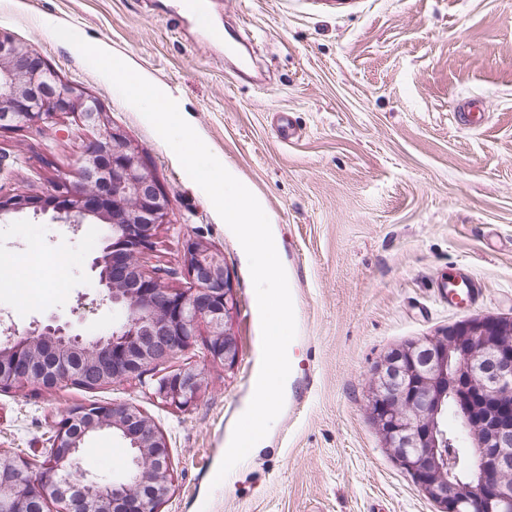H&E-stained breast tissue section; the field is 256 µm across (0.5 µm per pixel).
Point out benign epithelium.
<instances>
[{
    "instance_id": "obj_1",
    "label": "benign epithelium",
    "mask_w": 512,
    "mask_h": 512,
    "mask_svg": "<svg viewBox=\"0 0 512 512\" xmlns=\"http://www.w3.org/2000/svg\"><path fill=\"white\" fill-rule=\"evenodd\" d=\"M76 112L99 131L74 169L50 181L41 195L0 194V217L51 214L75 228L95 221L108 228L105 246L90 264L103 300L120 313L112 331L86 342L55 318L23 332L3 329L0 390L31 387L45 393L74 387L76 357L94 367L100 382L141 379L195 346L206 331L205 349L214 362L239 357L227 325L232 303L224 255L200 239H189L185 271L192 287L169 286V271L150 265L156 229L169 223L170 202L143 159L142 150L108 113L73 84L62 82L33 48L0 30V131L54 122ZM203 378L185 365L158 379L156 393L186 408L201 395ZM370 412L387 450L439 512H493L512 501V317H476L438 336L390 350L371 376ZM459 408L455 423L480 449L467 481L447 472L448 404ZM112 430L133 450L123 479L104 483L84 472L80 449L87 436ZM407 448H422L411 455ZM171 484L168 443L154 421L124 404L70 407L54 425L53 450L34 478L10 452L0 450V512H26L48 497L61 512H157Z\"/></svg>"
}]
</instances>
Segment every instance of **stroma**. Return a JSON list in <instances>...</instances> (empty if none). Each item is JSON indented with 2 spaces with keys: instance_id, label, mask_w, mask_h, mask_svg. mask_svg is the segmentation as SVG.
Wrapping results in <instances>:
<instances>
[{
  "instance_id": "1",
  "label": "stroma",
  "mask_w": 512,
  "mask_h": 512,
  "mask_svg": "<svg viewBox=\"0 0 512 512\" xmlns=\"http://www.w3.org/2000/svg\"><path fill=\"white\" fill-rule=\"evenodd\" d=\"M211 19L235 37L233 55L202 42L176 0H0V29L96 99L143 150L170 201L156 241L160 265L180 271L173 286H188L186 239L223 253L239 345L231 365L198 346L143 380L93 392L0 391V448L38 454L70 406L129 404L169 443L173 480L158 512H437L372 421L369 375L391 349L470 315L512 316V0H217ZM50 22L108 44L179 95L210 151L263 198L280 239L298 369L266 446L229 483L213 478L261 362L248 260L150 123L52 37ZM465 101L484 103L482 124L458 121ZM90 136L69 115L0 132V193L45 192ZM105 235L95 222L1 219L0 260L32 249L45 260L33 298L0 287V324L24 329L55 314L82 338L106 335L116 314L100 304L90 270ZM460 266L482 290L472 313L437 293ZM187 363L206 387L179 410L153 383ZM128 463L108 431L81 455L84 470L111 483Z\"/></svg>"
}]
</instances>
